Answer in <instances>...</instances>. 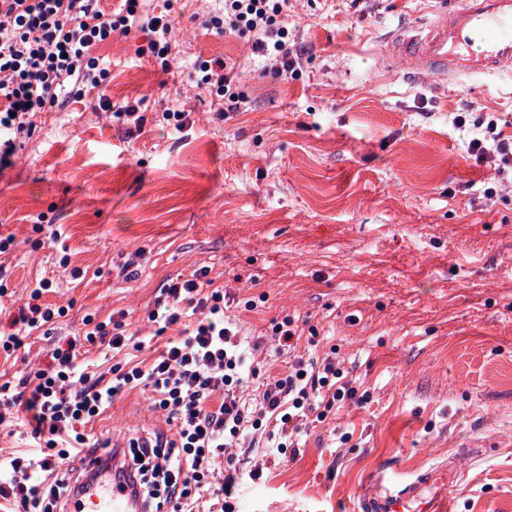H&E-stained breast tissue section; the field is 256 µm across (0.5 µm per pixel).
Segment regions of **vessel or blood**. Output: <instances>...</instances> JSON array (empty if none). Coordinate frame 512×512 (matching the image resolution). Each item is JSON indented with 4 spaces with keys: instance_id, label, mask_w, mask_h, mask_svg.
Here are the masks:
<instances>
[{
    "instance_id": "b4317fda",
    "label": "vessel or blood",
    "mask_w": 512,
    "mask_h": 512,
    "mask_svg": "<svg viewBox=\"0 0 512 512\" xmlns=\"http://www.w3.org/2000/svg\"><path fill=\"white\" fill-rule=\"evenodd\" d=\"M388 57L413 78L445 85L461 78L512 76V0H450L431 19L395 32ZM461 470L459 458L387 484L374 479L359 492L354 512H452L448 488ZM73 512H141V501L112 482L107 471L78 492Z\"/></svg>"
}]
</instances>
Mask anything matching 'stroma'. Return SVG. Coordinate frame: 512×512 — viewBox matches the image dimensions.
<instances>
[{
    "label": "stroma",
    "instance_id": "35a3bbf8",
    "mask_svg": "<svg viewBox=\"0 0 512 512\" xmlns=\"http://www.w3.org/2000/svg\"><path fill=\"white\" fill-rule=\"evenodd\" d=\"M438 6L292 0L288 24L308 54L287 80L246 39L202 29L222 0H176L171 73L137 55L140 30L95 47L111 75L104 92L37 114L0 175V233L15 237L0 311L16 312L44 277L46 301L70 309L56 336L118 310L129 333L148 336L164 281L207 265L244 336L291 316L316 330V354L337 349L368 404L308 429L297 455L249 449L237 512H353L374 477L410 479L454 456L455 512H512V184L487 197L492 173L465 157L450 123L471 103L512 136V80L443 87L380 61L391 34ZM218 55L237 63L247 97L222 119L194 82L198 62ZM102 94L112 115L98 109ZM129 103L142 130L116 116ZM166 112L185 113L181 130ZM38 224L61 225L67 252ZM64 254L81 278L60 268ZM129 260L131 282L120 275ZM49 344L34 336L0 352V383ZM165 426L136 390L88 430L124 443ZM256 465L262 478L247 479Z\"/></svg>",
    "mask_w": 512,
    "mask_h": 512
}]
</instances>
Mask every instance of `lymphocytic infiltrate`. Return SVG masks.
Wrapping results in <instances>:
<instances>
[{"label":"lymphocytic infiltrate","instance_id":"lymphocytic-infiltrate-1","mask_svg":"<svg viewBox=\"0 0 512 512\" xmlns=\"http://www.w3.org/2000/svg\"><path fill=\"white\" fill-rule=\"evenodd\" d=\"M290 2L224 0L223 11L203 26L246 38L275 73L294 78L307 49L288 29ZM135 28L148 35L138 54H151L169 71L172 17L166 10L151 13L147 0H120L109 14L94 8L93 0H0V170L11 166L32 136L35 114L58 107L62 91L107 84L110 73L92 50ZM197 69V87L223 100L225 112L240 111L245 96L232 63L214 57ZM473 125L464 142L467 157L499 180L512 178V138L503 136L492 117ZM51 286L45 278L35 283L18 318L0 331L1 351L50 335L67 315V307L45 302ZM125 319L122 311L102 321L85 316L82 337L54 344L42 365L18 382L0 384V426H28L32 446L0 460V501L13 512H64L79 478L57 475V468L96 454L99 442L87 426L116 397L139 388L151 392L154 408L176 432L131 439L112 478L172 512H235L230 497L240 480L237 468L225 473L219 493L210 491L218 458L234 459L236 449L259 442L279 451L299 448L306 427L324 422L343 404L367 401L346 379L335 353H300L303 336L294 318L273 324L274 350L257 359L238 322L226 316L224 287L210 267L163 284L148 320L166 343L151 363H116L105 376L81 362L84 347L98 343L116 352L142 351L144 341L128 336ZM282 359L288 369L276 371ZM251 381L261 389L253 404L242 397Z\"/></svg>","mask_w":512,"mask_h":512}]
</instances>
